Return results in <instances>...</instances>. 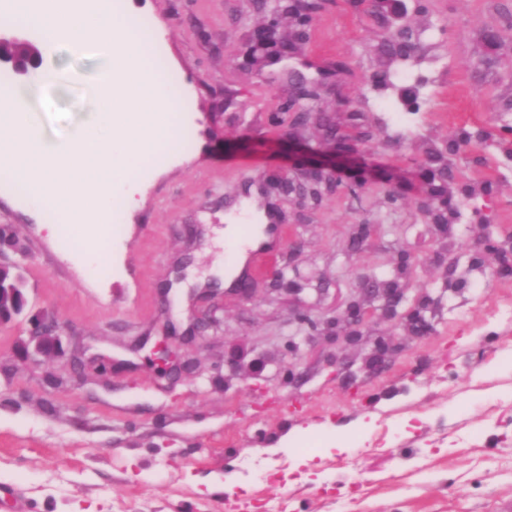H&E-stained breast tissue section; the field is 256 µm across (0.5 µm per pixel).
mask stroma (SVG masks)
Returning a JSON list of instances; mask_svg holds the SVG:
<instances>
[{"label": "stroma", "mask_w": 512, "mask_h": 512, "mask_svg": "<svg viewBox=\"0 0 512 512\" xmlns=\"http://www.w3.org/2000/svg\"><path fill=\"white\" fill-rule=\"evenodd\" d=\"M397 19L363 0H319L301 52L259 71L250 31L257 0H123L188 103L189 144L142 167L136 205L112 214L110 255L61 246L52 215L0 190V264L22 263L29 314L66 325L63 359L20 363L27 316L0 324V486L24 512H503L512 502V273L490 279L492 235L512 249V0H406ZM418 49L406 70L426 83L415 104L382 86L380 49L398 27ZM75 82L37 89L38 129L51 143L95 120L102 57L58 48ZM317 82L339 129L367 131L365 161L401 174L357 195L313 199L264 189L288 169L293 112L279 104L294 74ZM448 147L456 219L448 239L420 212L423 146ZM266 210L282 233L288 284L257 277L250 294L213 273L232 250L226 222ZM377 225L360 250L358 225ZM412 252L411 309L427 299L433 333L406 337L387 368L367 366L392 323L351 343L328 331L301 346L303 379L276 364L294 307L323 317L357 298V276L392 277ZM297 294H289V284ZM214 324H207V317ZM367 420L362 444L327 454L336 431ZM302 433L295 466L277 446ZM295 454V455H296Z\"/></svg>", "instance_id": "obj_1"}]
</instances>
